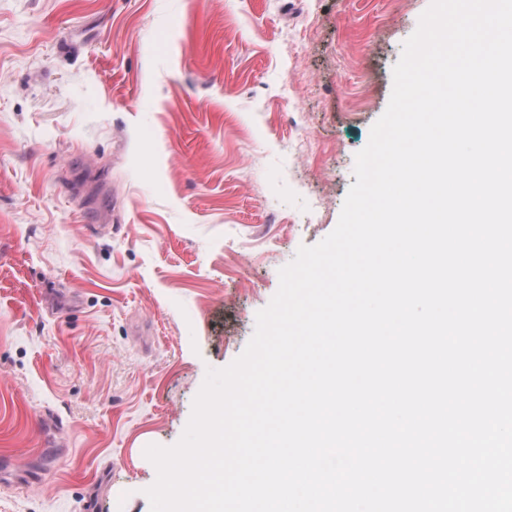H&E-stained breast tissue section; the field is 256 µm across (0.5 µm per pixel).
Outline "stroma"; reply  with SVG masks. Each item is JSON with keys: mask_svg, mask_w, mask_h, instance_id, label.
<instances>
[{"mask_svg": "<svg viewBox=\"0 0 512 512\" xmlns=\"http://www.w3.org/2000/svg\"><path fill=\"white\" fill-rule=\"evenodd\" d=\"M430 0H0V512H151Z\"/></svg>", "mask_w": 512, "mask_h": 512, "instance_id": "obj_1", "label": "stroma"}]
</instances>
